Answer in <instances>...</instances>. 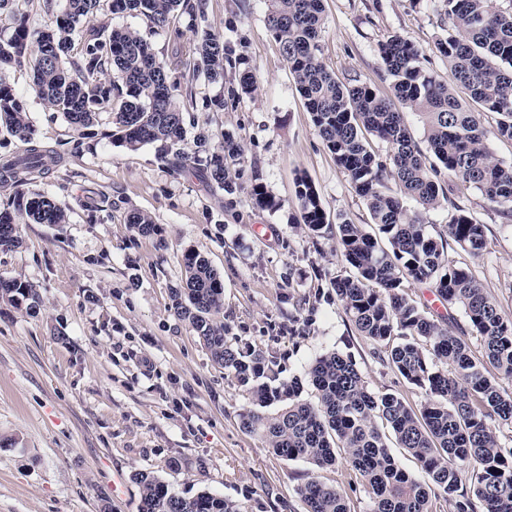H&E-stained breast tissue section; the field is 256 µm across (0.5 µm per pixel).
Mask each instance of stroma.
I'll return each instance as SVG.
<instances>
[{"label":"stroma","instance_id":"stroma-1","mask_svg":"<svg viewBox=\"0 0 512 512\" xmlns=\"http://www.w3.org/2000/svg\"><path fill=\"white\" fill-rule=\"evenodd\" d=\"M268 7L269 0L205 5L206 28L247 58L259 86L254 97L197 115L213 137L231 132L242 143L231 194L176 172L155 145L120 146L112 113L98 115L94 137L77 139L62 113L35 98L31 71L6 68L39 139L60 155L25 191L53 196L69 220L19 224V246L0 249V277L33 283L40 294L33 312L0 300V512H138V471L179 495L208 492L245 512H303L295 489L310 476L348 487L346 465L287 460L240 430L247 392L225 379L172 308L181 255L190 249L224 280L232 336L274 356L282 378L305 377L315 357L335 350L352 358L372 390L422 401L337 301L329 280L349 269L335 234L314 238L301 222L295 181L302 175L328 220L371 218L314 129L267 25ZM323 7L321 57L344 84L389 94L378 47L395 33L424 49L427 70L447 77V62L432 50L448 24L438 0H323ZM256 177L277 209L254 205ZM459 203L484 224L488 245L478 258L455 245L448 254L468 261L512 319V218L473 188ZM134 211L151 216L153 233L130 228Z\"/></svg>","mask_w":512,"mask_h":512}]
</instances>
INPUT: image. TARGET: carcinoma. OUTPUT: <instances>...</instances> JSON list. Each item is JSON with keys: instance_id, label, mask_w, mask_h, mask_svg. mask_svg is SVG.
<instances>
[{"instance_id": "1", "label": "carcinoma", "mask_w": 512, "mask_h": 512, "mask_svg": "<svg viewBox=\"0 0 512 512\" xmlns=\"http://www.w3.org/2000/svg\"><path fill=\"white\" fill-rule=\"evenodd\" d=\"M100 2L43 0L53 25L34 33L16 23L8 37H0V70L29 65L35 96L62 113L78 134L98 112L109 111L116 140L129 150L157 144L174 170H197L234 193L240 142L230 133L216 140L203 128L191 147L184 141L195 112L221 111L226 100L256 91L245 58L232 57L224 37L205 30L192 55L173 67L139 32L88 23ZM106 2L114 13L143 17L152 32L180 34L176 22L183 15L206 21L204 0ZM441 2L448 26L434 51L448 61V80L434 77L422 65V50L393 34L379 44L389 96L366 83L343 84L327 69L321 58L322 0H271L267 15L318 136L366 202L378 233L346 220L329 224L314 186L301 176L295 193L303 224L317 237L336 230V250L352 274L331 278L330 287L355 330L378 346L375 354L421 390L420 407L395 393L373 391L352 358L336 351L312 361L307 376L314 399L301 398L298 379L280 378L262 351L240 347L228 336V327L216 319L224 307V281L196 251L182 254L184 279L171 292L175 313L190 322L224 378L246 388L251 407L238 414L242 430L288 460L317 468L345 463L369 495V512H433L441 496L455 500L456 512H512V448L499 437L501 427L512 426V391L500 385L512 380V319L469 268L448 258L451 242L480 257L487 245L484 225L457 205L439 231L422 217L450 202L444 174L512 214V161L493 155L481 123L482 114H495V134L512 141V9L496 0ZM227 64L244 66L237 86L226 98L197 105L192 83L224 82ZM460 89L478 110L462 104ZM404 108L420 116L426 149L406 126ZM0 124L23 145L22 152L0 159V183L19 188L31 173L49 169L54 151L38 140L26 101L1 76ZM369 135L389 147L386 159L373 152ZM388 180L399 193L389 192ZM251 196L262 209L278 206L260 182L252 184ZM407 198L420 213L408 212ZM66 217L54 197L20 192L13 210L0 209V247L19 244L24 220L64 224ZM409 281L430 285L442 304L463 310L480 354L448 328L451 317L404 292ZM38 298L28 282L0 285L1 300H30L34 309ZM393 446L417 460L423 478L401 466ZM134 480L139 512H243L239 503L207 492L180 496L151 472H137ZM296 495L304 512H351L341 487L313 477L297 486Z\"/></svg>"}]
</instances>
